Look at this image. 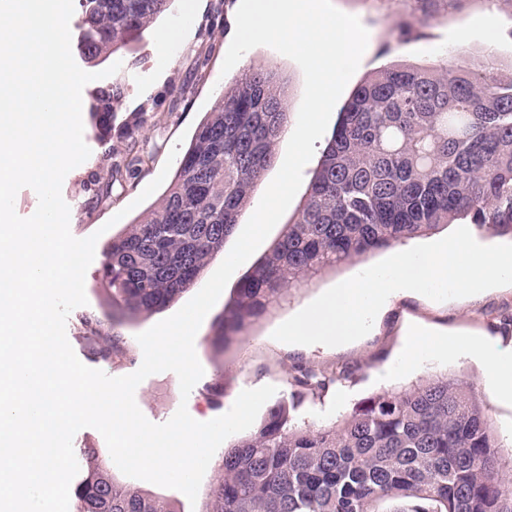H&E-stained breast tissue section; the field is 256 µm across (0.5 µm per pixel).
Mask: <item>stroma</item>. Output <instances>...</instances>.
Returning <instances> with one entry per match:
<instances>
[{
	"mask_svg": "<svg viewBox=\"0 0 512 512\" xmlns=\"http://www.w3.org/2000/svg\"><path fill=\"white\" fill-rule=\"evenodd\" d=\"M341 11L357 16L369 32L367 49L350 79L357 86L373 71L390 64L432 66L440 49L463 46L479 57L494 50L499 73H512V6L486 9L473 5L460 12L447 11L437 4L425 8L420 0H333ZM194 14L185 15L183 0H170L161 14L136 41L114 52L107 61L81 62L87 72L105 71L110 62H121L112 76L88 83L82 92L83 105L109 86L118 88L112 129L98 135L85 128L89 158L71 170L63 180L61 193L70 208V230L77 238L97 236L98 249L129 230L158 202V194L142 197V190L162 170L181 134H193L199 122L223 96L235 78L249 70L272 72L286 91L290 114H297L304 92V75L292 59L267 46L247 51L229 71L221 67L232 41L230 26L240 0H196ZM429 21H422L424 10ZM177 26L184 37L176 42L160 40L161 30ZM136 125L134 138H127L125 126ZM147 155L148 163L113 174V163L125 159L129 146ZM120 188H109L111 177ZM364 264L343 267L322 275L315 283L296 293L287 304L265 315L228 346L213 343L223 303H216L205 317L195 337V351L204 369L189 397L180 394L175 373L160 372L147 377L137 387L135 400L145 417L156 424L168 421L179 405H186L192 418L204 422L226 413L242 390L263 385L276 386L274 402L290 400V374L303 364L316 371H339L343 377L318 396L303 399L295 416L299 421L327 426L340 423L365 398L387 390L403 391L440 374H451L473 386L475 396L499 444L500 462L512 468V404L503 401L486 381L487 370L478 356L442 355L420 349L414 363L405 360L408 333L412 328L432 335L451 331H478L501 350L512 349V288L492 289L476 301L451 299L436 302L415 294L391 301L376 318L365 337L338 347L289 345L273 339V331L332 286L361 272ZM100 261H93L85 276L87 305L75 308L66 323L67 339L77 358L86 366L111 376L136 371L143 352L136 336L177 312L191 295L162 311L144 314L135 320L115 322L110 293L101 287ZM98 319L102 330L122 334L123 353L102 359L97 345L87 337L81 319ZM221 385L224 394L210 395L209 388ZM224 453L216 451L196 502L175 489L144 480L134 485L154 498L164 512H212L213 489L224 474Z\"/></svg>",
	"mask_w": 512,
	"mask_h": 512,
	"instance_id": "obj_1",
	"label": "stroma"
}]
</instances>
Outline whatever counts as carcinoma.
Returning a JSON list of instances; mask_svg holds the SVG:
<instances>
[{
	"label": "carcinoma",
	"mask_w": 512,
	"mask_h": 512,
	"mask_svg": "<svg viewBox=\"0 0 512 512\" xmlns=\"http://www.w3.org/2000/svg\"><path fill=\"white\" fill-rule=\"evenodd\" d=\"M169 0H79L77 47L107 59L166 11ZM120 92L102 89L91 113L106 129ZM288 126L282 83L249 70L198 124L159 206L112 239L99 270L119 314L166 308L195 286L233 233ZM467 219L512 236V76L451 47L432 67L385 66L355 87L323 151L306 200L281 239L224 305L220 345L367 253ZM83 329L107 358L124 338ZM298 366L293 403L270 407L257 431L224 451L214 512H512V476L472 387L446 374L361 402L339 424L299 423L296 403L334 384ZM77 512H161L83 458Z\"/></svg>",
	"instance_id": "cac0c4a2"
}]
</instances>
